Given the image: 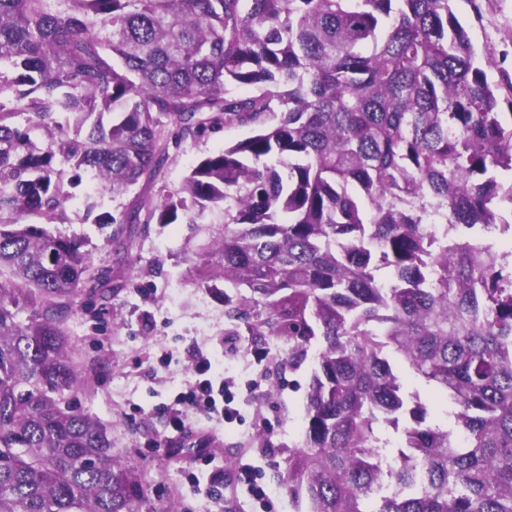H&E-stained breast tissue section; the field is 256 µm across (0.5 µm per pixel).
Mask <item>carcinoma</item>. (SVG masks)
Listing matches in <instances>:
<instances>
[{
	"label": "carcinoma",
	"instance_id": "cac0c4a2",
	"mask_svg": "<svg viewBox=\"0 0 512 512\" xmlns=\"http://www.w3.org/2000/svg\"><path fill=\"white\" fill-rule=\"evenodd\" d=\"M452 2L0 0V512H142L73 400L71 297L110 301L112 270L44 228L88 177L114 199L144 183L94 217L117 233L219 216L230 330L312 355L282 477L305 512H512V252L485 241L512 234V80L489 83ZM236 125L253 135L162 180ZM386 348L451 427L426 425ZM249 133L247 127L233 126L216 132L209 130L195 141L189 140L173 154V160L164 171V180L172 188L179 187L184 177L200 160L224 149V146L244 139Z\"/></svg>",
	"mask_w": 512,
	"mask_h": 512
}]
</instances>
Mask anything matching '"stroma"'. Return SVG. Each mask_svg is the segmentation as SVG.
Segmentation results:
<instances>
[{
  "label": "stroma",
  "mask_w": 512,
  "mask_h": 512,
  "mask_svg": "<svg viewBox=\"0 0 512 512\" xmlns=\"http://www.w3.org/2000/svg\"><path fill=\"white\" fill-rule=\"evenodd\" d=\"M453 11L467 30L477 57L492 55L495 82L512 74V0H454ZM246 127L206 131L182 145L163 177L179 187L191 168L224 146L244 139ZM65 223L54 234L77 239L96 269L111 268L119 288L108 303L87 295L73 300L65 323L75 365L88 383L73 394L82 412L106 426L112 452L143 475L147 512H300L280 479L288 458L304 440L303 417L314 364H288V342L267 337L256 346L247 331L233 335L224 319V276L212 247L223 227L153 224L111 239L110 228L85 218L83 197L97 198L100 211L133 201L112 200L93 183L77 188ZM203 356L223 364L239 414L227 423L194 416L206 447L171 444L168 415L194 380L191 364ZM405 396H418L429 425L444 426L445 402L432 386L398 367ZM251 467L265 486V502L240 484Z\"/></svg>",
  "instance_id": "35a3bbf8"
}]
</instances>
